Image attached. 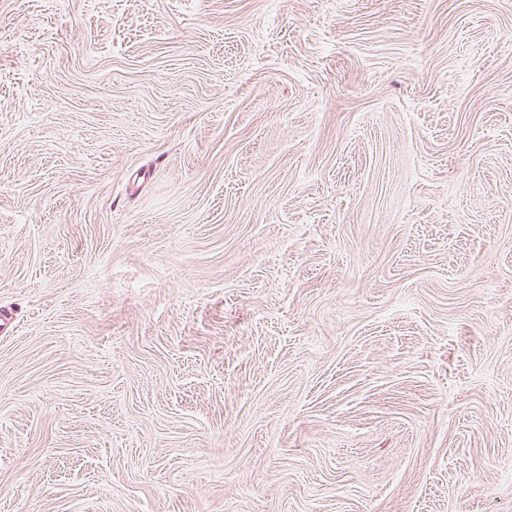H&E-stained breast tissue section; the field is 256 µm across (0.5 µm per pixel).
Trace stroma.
Listing matches in <instances>:
<instances>
[{"label":"stroma","mask_w":512,"mask_h":512,"mask_svg":"<svg viewBox=\"0 0 512 512\" xmlns=\"http://www.w3.org/2000/svg\"><path fill=\"white\" fill-rule=\"evenodd\" d=\"M0 512H512V0H0Z\"/></svg>","instance_id":"obj_1"}]
</instances>
